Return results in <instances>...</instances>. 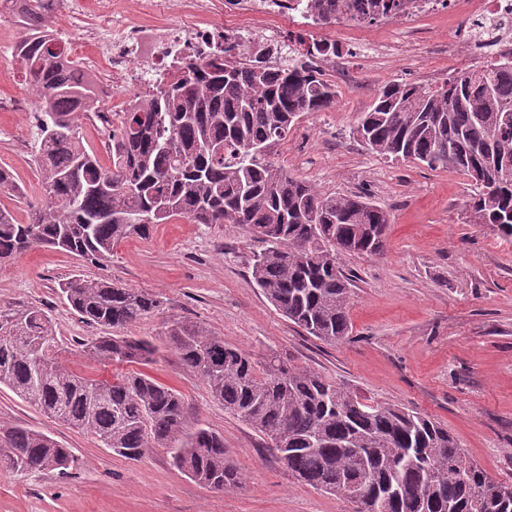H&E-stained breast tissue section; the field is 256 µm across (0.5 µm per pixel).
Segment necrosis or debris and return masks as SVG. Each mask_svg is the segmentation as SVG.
Masks as SVG:
<instances>
[{
  "mask_svg": "<svg viewBox=\"0 0 512 512\" xmlns=\"http://www.w3.org/2000/svg\"><path fill=\"white\" fill-rule=\"evenodd\" d=\"M183 2L185 11L201 20L194 29L159 24L156 16L160 0H137L136 8L141 17L137 23L132 22L125 11H112V20L119 23L121 32L113 39L96 42L99 54L112 60L111 69L100 72V84L143 95L153 77L168 72L175 56L195 55L207 59L220 49L225 59L230 60L235 50L243 46L264 47L272 66L277 67L283 57L272 48L276 35L253 26L251 17L289 19L307 28L314 25L310 0H240L245 22L220 26L208 22L219 0ZM442 11L451 15L466 13L471 40L486 45L491 53H498L502 46L512 42V0H408L400 17L424 20Z\"/></svg>",
  "mask_w": 512,
  "mask_h": 512,
  "instance_id": "obj_1",
  "label": "necrosis or debris"
}]
</instances>
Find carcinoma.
<instances>
[{
  "label": "carcinoma",
  "instance_id": "carcinoma-1",
  "mask_svg": "<svg viewBox=\"0 0 512 512\" xmlns=\"http://www.w3.org/2000/svg\"><path fill=\"white\" fill-rule=\"evenodd\" d=\"M0 14L21 30L12 46L38 109L37 151L44 205L19 221L0 209V264L34 245L97 263L127 238H145L174 217L195 224H239L264 244L252 277L294 325L330 345L349 336L350 279L340 254L384 250L390 216L367 197L325 195L268 159L306 112L336 102V86L313 56L317 43L287 64L182 58L145 98L118 115L112 165L100 164L75 114L99 103L94 82L49 37L63 0H23ZM404 0H374L393 18ZM355 131L365 147L394 161L451 168L473 183L472 224L512 237V52L437 86L390 83ZM71 309L103 334L86 343L91 360L146 365L153 342L125 329L162 301L107 280L61 284ZM183 366L224 410L271 442L298 480L339 497L359 485L357 512H512L508 486L493 480L435 419L361 397L311 371L269 358L260 364L191 321L165 332ZM0 385L49 418L93 434L129 460L159 445L173 465L217 491L241 483L220 434L189 425L180 394L141 372L115 380L72 375L58 363L52 318L30 307L0 309ZM0 469L56 470L71 449L31 428L0 429Z\"/></svg>",
  "mask_w": 512,
  "mask_h": 512
}]
</instances>
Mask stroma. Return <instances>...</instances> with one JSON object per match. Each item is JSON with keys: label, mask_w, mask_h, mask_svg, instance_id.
Returning a JSON list of instances; mask_svg holds the SVG:
<instances>
[{"label": "stroma", "mask_w": 512, "mask_h": 512, "mask_svg": "<svg viewBox=\"0 0 512 512\" xmlns=\"http://www.w3.org/2000/svg\"><path fill=\"white\" fill-rule=\"evenodd\" d=\"M466 28L465 18L441 12L411 30L388 23L349 42L340 24L308 32L309 39L353 51V74L337 83L335 105L304 114L270 159L320 193H369L391 221L383 253L338 259L354 276L351 332L343 342L324 344L276 310L251 275L262 245L235 224L175 218L156 225L149 238L118 242L98 265L43 246L0 265V309L46 310L60 365L98 379L139 368L88 358L84 345L98 330L70 310L61 284L105 279L158 295L161 309L127 330L157 347L139 370L179 391L190 425L223 436L242 477L215 491L174 468L164 448L137 460L113 455L94 435L53 421L2 386L0 428L44 432L72 449L76 462L64 475L0 471V512H354L347 500L298 482L262 436L212 400L171 347L165 330L174 320L200 323L255 361L276 355L359 395L429 415L489 476L512 485V238L470 223L466 175L387 159L354 132L384 85L434 86L482 65ZM19 36L0 19V95L27 98L11 57ZM452 42L462 44L461 55H449ZM36 125L34 113L0 112V168L18 185L0 192V208L21 221L41 203Z\"/></svg>", "instance_id": "1"}]
</instances>
